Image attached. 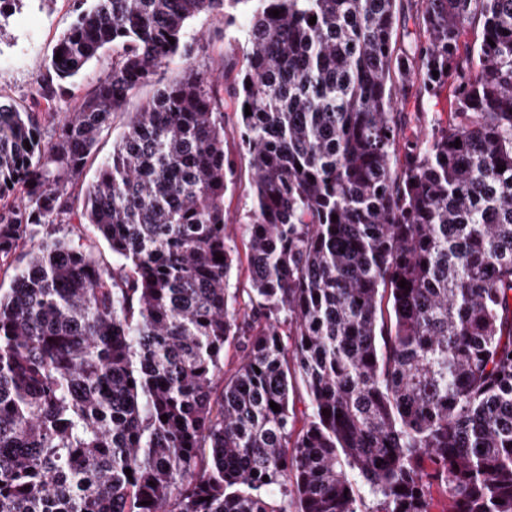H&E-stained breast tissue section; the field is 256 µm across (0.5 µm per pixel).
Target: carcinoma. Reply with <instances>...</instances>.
Wrapping results in <instances>:
<instances>
[{
    "label": "carcinoma",
    "instance_id": "carcinoma-1",
    "mask_svg": "<svg viewBox=\"0 0 512 512\" xmlns=\"http://www.w3.org/2000/svg\"><path fill=\"white\" fill-rule=\"evenodd\" d=\"M90 2L49 96L108 47L112 67L45 114L54 138L0 103V200L26 197L0 212V260L39 225L92 227L42 238L0 292V512H512V0H419L410 65L399 0ZM239 4L245 305L224 85L186 40ZM176 59L75 206L112 115ZM398 81L453 86L403 154ZM243 222L244 220H240L232 224H227V233L229 234L232 244H236L241 259L240 263L237 264V267L234 270L233 275L231 277L230 288H238V292H240L241 297L246 298L245 291L251 288V286L249 281V272L246 260V245L248 237Z\"/></svg>",
    "mask_w": 512,
    "mask_h": 512
}]
</instances>
